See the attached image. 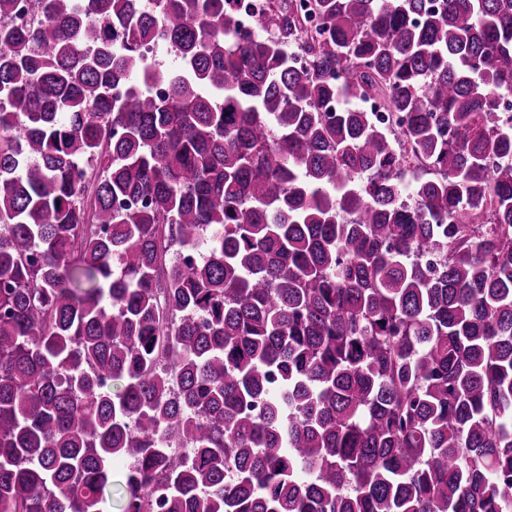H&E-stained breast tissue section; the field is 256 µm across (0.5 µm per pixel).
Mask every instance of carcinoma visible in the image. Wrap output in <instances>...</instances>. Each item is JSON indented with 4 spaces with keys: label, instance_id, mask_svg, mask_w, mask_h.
I'll list each match as a JSON object with an SVG mask.
<instances>
[{
    "label": "carcinoma",
    "instance_id": "1",
    "mask_svg": "<svg viewBox=\"0 0 512 512\" xmlns=\"http://www.w3.org/2000/svg\"><path fill=\"white\" fill-rule=\"evenodd\" d=\"M29 2L0 512H512V0Z\"/></svg>",
    "mask_w": 512,
    "mask_h": 512
}]
</instances>
